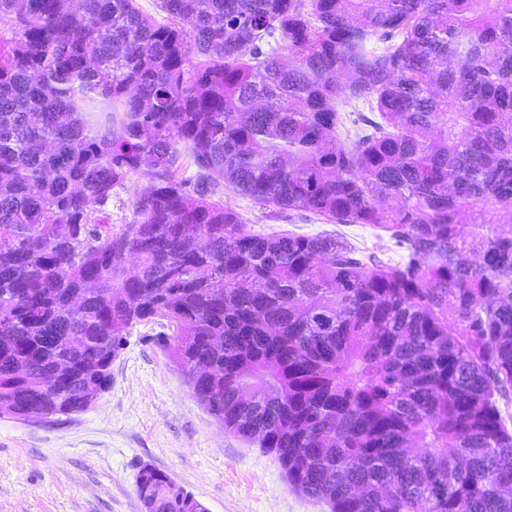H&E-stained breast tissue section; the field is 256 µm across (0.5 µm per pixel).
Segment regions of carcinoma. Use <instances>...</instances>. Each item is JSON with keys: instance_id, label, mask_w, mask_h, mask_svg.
<instances>
[{"instance_id": "cac0c4a2", "label": "carcinoma", "mask_w": 512, "mask_h": 512, "mask_svg": "<svg viewBox=\"0 0 512 512\" xmlns=\"http://www.w3.org/2000/svg\"><path fill=\"white\" fill-rule=\"evenodd\" d=\"M157 7L0 0V416L83 411L159 321L330 512H512V0ZM222 185L394 253L255 233ZM136 488L207 512L147 465ZM148 185V180L139 176L131 177L123 188H116L112 192V205L107 209L110 215L108 224H112V231L119 232L126 224L135 223L132 201L136 192Z\"/></svg>"}]
</instances>
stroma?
<instances>
[{
    "instance_id": "35a3bbf8",
    "label": "stroma",
    "mask_w": 512,
    "mask_h": 512,
    "mask_svg": "<svg viewBox=\"0 0 512 512\" xmlns=\"http://www.w3.org/2000/svg\"><path fill=\"white\" fill-rule=\"evenodd\" d=\"M220 196L248 228L318 234L326 222ZM134 328L112 385L82 413L37 422L0 417V512H143L136 476L166 472L208 512H328L291 490L274 456L224 430L154 341Z\"/></svg>"
}]
</instances>
